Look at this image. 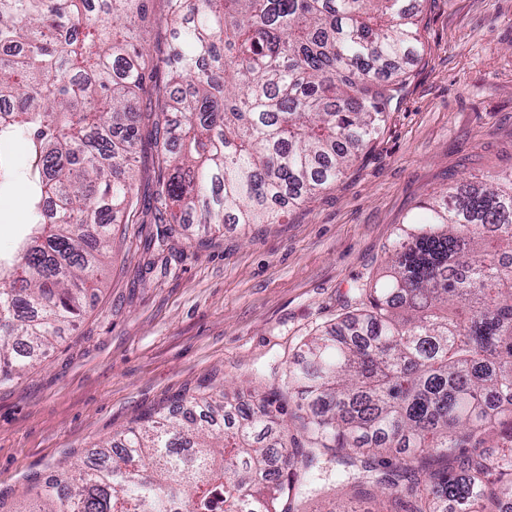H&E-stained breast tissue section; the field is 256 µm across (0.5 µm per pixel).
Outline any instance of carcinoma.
<instances>
[{"instance_id":"1","label":"carcinoma","mask_w":512,"mask_h":512,"mask_svg":"<svg viewBox=\"0 0 512 512\" xmlns=\"http://www.w3.org/2000/svg\"><path fill=\"white\" fill-rule=\"evenodd\" d=\"M150 0H0V141L24 135L29 204L0 257V387L46 358L100 287L137 206L136 97L155 94L156 209L211 234L280 224L381 132L421 55L423 0H164L169 86L153 88ZM101 15L112 23H99ZM399 225L386 270L300 347L278 391L183 400L101 442L13 512H492L512 498V166ZM303 434L304 442L285 434Z\"/></svg>"}]
</instances>
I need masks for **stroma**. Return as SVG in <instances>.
Segmentation results:
<instances>
[{"instance_id":"obj_1","label":"stroma","mask_w":512,"mask_h":512,"mask_svg":"<svg viewBox=\"0 0 512 512\" xmlns=\"http://www.w3.org/2000/svg\"><path fill=\"white\" fill-rule=\"evenodd\" d=\"M157 86L170 41L162 0L146 21ZM424 51L360 161L282 224L195 225L146 249L163 227L155 152L135 155L138 197L112 265L81 322L47 362L0 387V503L70 468L90 447L175 409L179 398L257 382L282 386L312 334L345 316L356 280L381 272L386 248L420 202L470 175L512 164V0H427ZM28 213L23 187L0 193V253H13Z\"/></svg>"}]
</instances>
